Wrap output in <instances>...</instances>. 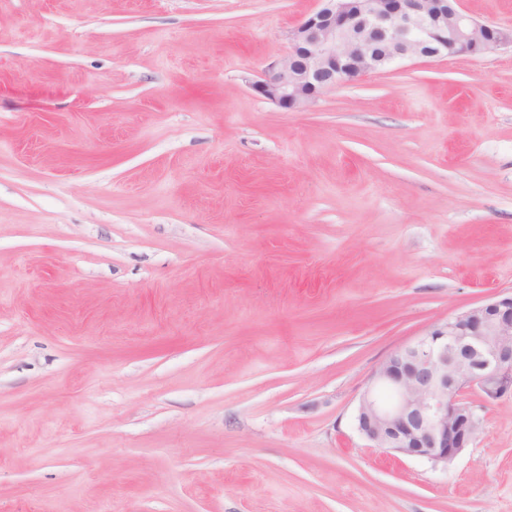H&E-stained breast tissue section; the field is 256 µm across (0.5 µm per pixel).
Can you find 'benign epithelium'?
I'll return each mask as SVG.
<instances>
[{"mask_svg":"<svg viewBox=\"0 0 512 512\" xmlns=\"http://www.w3.org/2000/svg\"><path fill=\"white\" fill-rule=\"evenodd\" d=\"M289 31L287 54L251 83L287 111L310 109L326 91L409 58L482 56L512 47V29L476 21L460 0H320ZM386 51H375V42ZM512 397V292L448 318L392 351L373 373L354 417L359 434L396 456L446 466L482 425L463 398Z\"/></svg>","mask_w":512,"mask_h":512,"instance_id":"obj_1","label":"benign epithelium"}]
</instances>
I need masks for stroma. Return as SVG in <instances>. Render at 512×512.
<instances>
[{"label": "stroma", "instance_id": "obj_1", "mask_svg": "<svg viewBox=\"0 0 512 512\" xmlns=\"http://www.w3.org/2000/svg\"><path fill=\"white\" fill-rule=\"evenodd\" d=\"M319 0H0V512H512V398L448 467L374 370L512 291V48L283 112Z\"/></svg>", "mask_w": 512, "mask_h": 512}]
</instances>
